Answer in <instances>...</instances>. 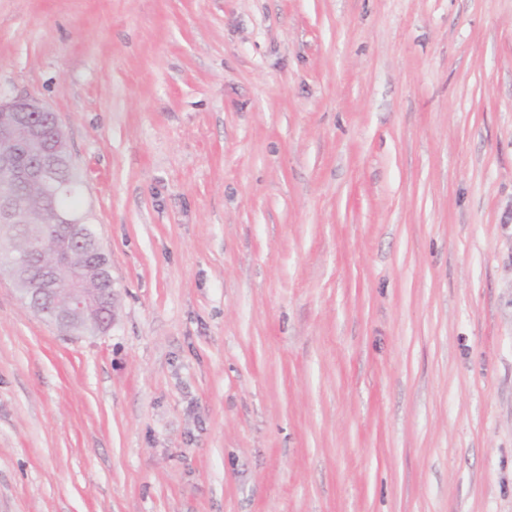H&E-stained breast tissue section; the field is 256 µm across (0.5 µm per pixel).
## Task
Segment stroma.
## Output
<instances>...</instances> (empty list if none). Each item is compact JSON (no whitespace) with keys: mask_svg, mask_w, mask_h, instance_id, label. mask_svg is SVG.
Segmentation results:
<instances>
[{"mask_svg":"<svg viewBox=\"0 0 512 512\" xmlns=\"http://www.w3.org/2000/svg\"><path fill=\"white\" fill-rule=\"evenodd\" d=\"M116 320L0 272V512H512V0H0Z\"/></svg>","mask_w":512,"mask_h":512,"instance_id":"obj_1","label":"stroma"}]
</instances>
